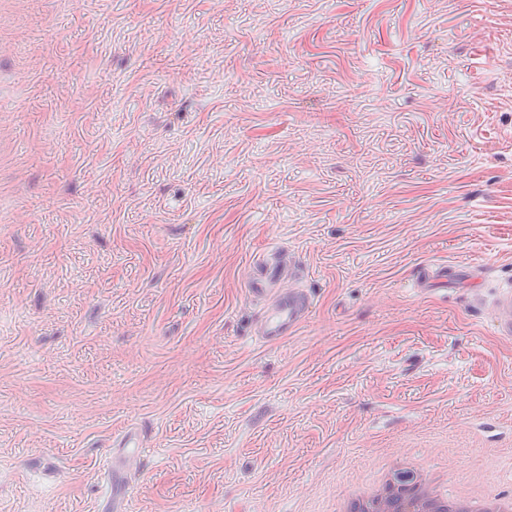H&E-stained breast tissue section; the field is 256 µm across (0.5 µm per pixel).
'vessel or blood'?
Wrapping results in <instances>:
<instances>
[{"instance_id": "vessel-or-blood-1", "label": "vessel or blood", "mask_w": 512, "mask_h": 512, "mask_svg": "<svg viewBox=\"0 0 512 512\" xmlns=\"http://www.w3.org/2000/svg\"><path fill=\"white\" fill-rule=\"evenodd\" d=\"M283 272V264L278 263L269 269L250 271L245 281L247 300L259 306L260 337L268 345L296 336L312 311L313 301L306 289L281 287ZM495 301L501 312L495 329L511 335L512 289H500ZM144 438L141 429L131 428L114 443L116 451L109 472L112 502L107 506L108 512H127L129 487L142 470Z\"/></svg>"}]
</instances>
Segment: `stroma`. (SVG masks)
Returning a JSON list of instances; mask_svg holds the SVG:
<instances>
[{"label": "stroma", "instance_id": "obj_1", "mask_svg": "<svg viewBox=\"0 0 512 512\" xmlns=\"http://www.w3.org/2000/svg\"><path fill=\"white\" fill-rule=\"evenodd\" d=\"M4 29L0 512H99L134 425L129 512H330L407 450L512 492V0H29ZM276 251L315 309L263 346L244 279ZM502 316L497 319L495 330L501 334H512V289L509 284L501 288L495 298Z\"/></svg>", "mask_w": 512, "mask_h": 512}]
</instances>
